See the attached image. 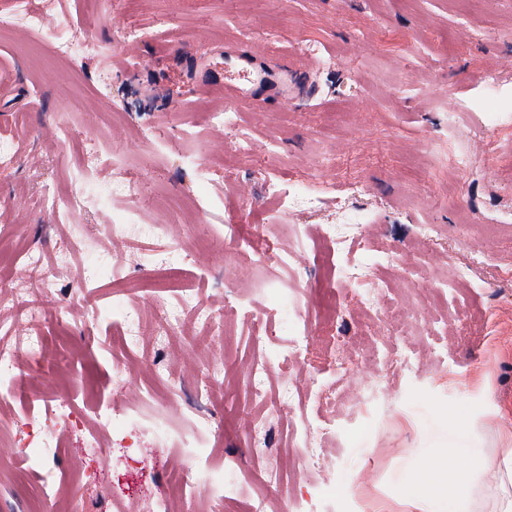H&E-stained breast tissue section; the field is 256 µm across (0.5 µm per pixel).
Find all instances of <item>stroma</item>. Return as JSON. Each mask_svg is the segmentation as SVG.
Masks as SVG:
<instances>
[{"label":"stroma","instance_id":"1","mask_svg":"<svg viewBox=\"0 0 512 512\" xmlns=\"http://www.w3.org/2000/svg\"><path fill=\"white\" fill-rule=\"evenodd\" d=\"M54 27L84 34L88 49L75 65L59 59L51 38H30L24 29L0 37V136L12 140L19 157L0 168V266L9 272L0 287L22 294L27 276L11 257L15 243L54 257L72 249L111 252L121 278H84L79 265L56 270V286L74 292L72 318L58 325L51 309L29 318L0 307V321L16 333H42L44 356L30 360L33 385L79 405L107 401L135 411L152 370L168 374L153 415L181 424L184 406L200 404L207 448L201 468L224 474L237 485L224 512H251L257 496L275 501L277 512L318 485L335 486L319 512H403L401 492L412 477L434 479L439 470H466L465 457L443 459L447 448L488 453L512 448V391L503 375L512 370V182L488 164L487 154L512 160V71L505 73L501 100L507 127L488 131L477 102L482 91L474 73L497 57L512 56V0H49ZM155 28L152 39L126 42L129 26ZM316 45L336 66L325 69L299 44ZM240 48L272 65L288 61L293 92L283 101L265 94L239 105L252 151L241 158L223 130L203 122L204 112L223 106L221 86L202 77L225 50ZM457 114L451 143L433 142L449 112ZM66 121L75 139L60 142L55 126ZM276 152H269V145ZM122 161L140 190L129 204L142 223L166 217L171 240L192 248L173 288L159 295L143 290L155 267L135 264L104 231L110 212L87 206L64 224L47 223L36 200L45 184L75 190L74 159L89 148ZM469 152L472 163L456 191L472 211L458 221L448 204L441 167H424L430 149ZM210 168L198 190L188 160ZM336 188L368 183L360 201L373 214L361 244L393 250L395 267H377L396 303L418 318L412 344L422 358L416 370L391 369L365 360L353 373L335 372L322 339L332 336L345 350L387 351L385 328L371 325L355 293L338 288L323 295L320 282L338 264L336 247L311 235L302 267L288 272L256 264L253 252L268 243L287 249L292 227L326 223L323 215L288 210L267 192L274 174ZM502 220L488 236L491 256L473 265V284L449 304L444 281L470 261L463 239ZM215 224L239 225L242 239L212 236ZM433 225L432 242L418 239ZM420 278L424 295L405 287ZM301 289L314 318L316 342L309 369L341 392H364L354 416L336 415L337 448L328 449L326 470L308 463L299 423L308 417L309 384L296 387L291 408L266 433L268 452L256 458L249 436L280 395L270 376L267 399L239 395L241 379L259 355H276L284 336L259 340L252 315H263L266 288ZM138 308L145 320L136 353L126 355L125 376H115L102 354L105 325L93 305L113 293ZM199 295L217 315L210 330L194 322L166 336L154 330L160 298ZM220 367V393L196 401L192 388L207 369ZM14 430H0V512H146L148 498L174 495L172 474L185 470L171 448H144L139 457L112 466L101 480L78 481L97 458L73 432L61 436L54 467L57 482L46 487L19 469ZM284 475L280 486L264 481L268 465Z\"/></svg>","mask_w":512,"mask_h":512}]
</instances>
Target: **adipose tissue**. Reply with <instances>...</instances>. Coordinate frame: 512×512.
<instances>
[{"label":"adipose tissue","instance_id":"obj_1","mask_svg":"<svg viewBox=\"0 0 512 512\" xmlns=\"http://www.w3.org/2000/svg\"><path fill=\"white\" fill-rule=\"evenodd\" d=\"M463 472L448 471L439 484H411L405 498L412 512H512V448L485 458L470 453Z\"/></svg>","mask_w":512,"mask_h":512}]
</instances>
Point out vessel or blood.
<instances>
[{
    "mask_svg": "<svg viewBox=\"0 0 512 512\" xmlns=\"http://www.w3.org/2000/svg\"><path fill=\"white\" fill-rule=\"evenodd\" d=\"M289 67L273 70L257 57L236 51L224 54V66L213 71L208 81L224 87V97L233 100L241 97L253 98L258 92L269 91L280 98H287Z\"/></svg>",
    "mask_w": 512,
    "mask_h": 512,
    "instance_id": "obj_1",
    "label": "vessel or blood"
}]
</instances>
